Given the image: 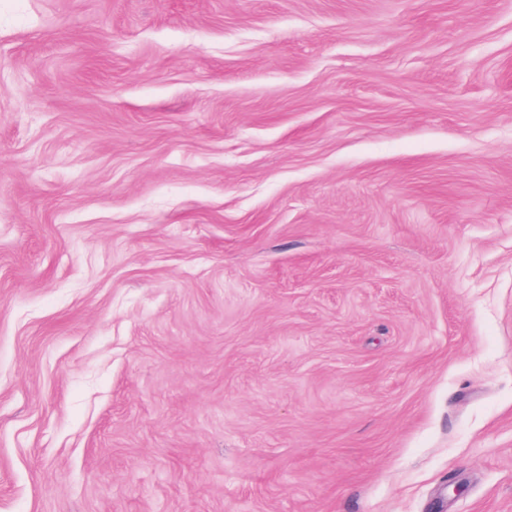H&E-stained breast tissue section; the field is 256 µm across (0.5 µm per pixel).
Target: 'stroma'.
<instances>
[{
  "mask_svg": "<svg viewBox=\"0 0 512 512\" xmlns=\"http://www.w3.org/2000/svg\"><path fill=\"white\" fill-rule=\"evenodd\" d=\"M0 512H512V0H0Z\"/></svg>",
  "mask_w": 512,
  "mask_h": 512,
  "instance_id": "1",
  "label": "stroma"
}]
</instances>
